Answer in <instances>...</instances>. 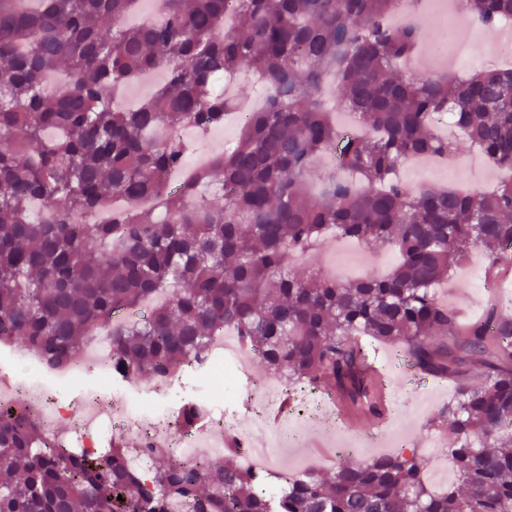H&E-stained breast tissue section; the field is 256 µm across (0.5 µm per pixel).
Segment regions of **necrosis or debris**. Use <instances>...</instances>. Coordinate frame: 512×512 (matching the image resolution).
<instances>
[{"label":"necrosis or debris","instance_id":"4bbe7bcc","mask_svg":"<svg viewBox=\"0 0 512 512\" xmlns=\"http://www.w3.org/2000/svg\"><path fill=\"white\" fill-rule=\"evenodd\" d=\"M110 346V336L104 332L98 334L82 364L66 370L46 364L27 350L13 353V360L24 363L29 374L13 377L5 371L0 373V406H12L17 396H25L29 414L39 428L51 441L66 448L75 446L91 452L99 448L109 434L135 432L139 453L133 464L141 470L146 469L157 449L173 452L179 461L187 464L206 461L221 452L225 438L236 435L239 429L238 401L243 395L249 400L251 424V433L240 448L246 466L252 469L265 467L271 460L276 439L293 442L299 437L300 427L294 418L287 419L277 430H269L267 415L277 403L281 384L265 379L258 381L255 387H245L252 356L228 330L213 337L205 360L193 363L188 369L189 374L196 377L209 374L223 379L224 397L219 401L212 400L204 390L197 396H190L183 392L177 378L158 379L160 393L148 399L129 382L116 379L111 391L89 392L77 407L42 385V378L59 380L68 373L78 375L88 365L111 372ZM193 398L208 405L205 421L190 429L177 426L180 408Z\"/></svg>","mask_w":512,"mask_h":512}]
</instances>
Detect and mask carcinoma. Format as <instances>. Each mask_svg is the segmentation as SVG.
Here are the masks:
<instances>
[{"mask_svg": "<svg viewBox=\"0 0 512 512\" xmlns=\"http://www.w3.org/2000/svg\"><path fill=\"white\" fill-rule=\"evenodd\" d=\"M17 2L0 0V344L63 367L109 326L112 375L154 380L230 327L265 372L376 416L365 340L389 343L457 380L434 415L453 428L455 476L432 488L415 449L328 478L278 474L272 493L235 451L145 474L123 440L58 448L16 405L0 411V512H512V321L491 308L460 329L434 297L474 250L512 266V68L404 78L431 32L390 24L400 0H157L163 20L139 26L125 23L139 0ZM461 2L489 34L512 19V0ZM242 68L263 75L264 106L231 151L170 187L190 149L179 130L203 135L233 107L211 76ZM151 69L158 93L118 109L115 88ZM330 73L361 129L330 120ZM441 112L504 174L493 192L397 180L405 160L459 149L437 132ZM319 155L335 164L311 186ZM331 234L399 261L348 284L285 271ZM157 292L168 299L147 318L115 319ZM205 416L193 402L177 421Z\"/></svg>", "mask_w": 512, "mask_h": 512, "instance_id": "carcinoma-1", "label": "carcinoma"}]
</instances>
